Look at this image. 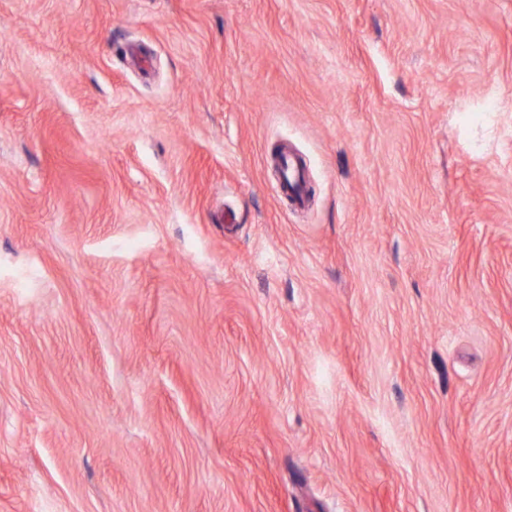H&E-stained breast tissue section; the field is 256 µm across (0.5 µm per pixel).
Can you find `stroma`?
<instances>
[{"label":"stroma","mask_w":512,"mask_h":512,"mask_svg":"<svg viewBox=\"0 0 512 512\" xmlns=\"http://www.w3.org/2000/svg\"><path fill=\"white\" fill-rule=\"evenodd\" d=\"M0 512H512V0H0Z\"/></svg>","instance_id":"1"}]
</instances>
